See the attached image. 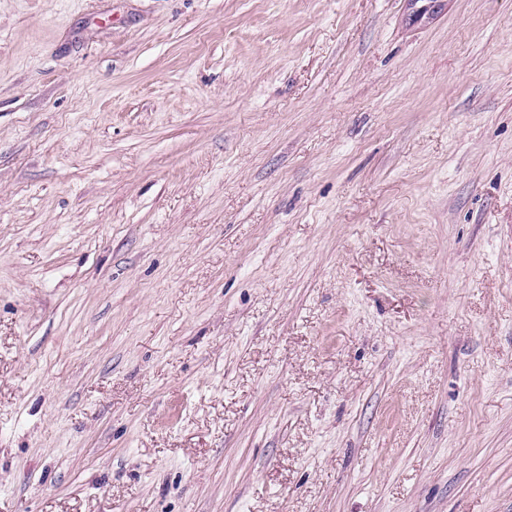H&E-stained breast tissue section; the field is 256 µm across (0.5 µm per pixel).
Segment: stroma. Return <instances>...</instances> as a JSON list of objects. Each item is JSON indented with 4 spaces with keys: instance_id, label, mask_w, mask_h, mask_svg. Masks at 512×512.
Here are the masks:
<instances>
[{
    "instance_id": "stroma-1",
    "label": "stroma",
    "mask_w": 512,
    "mask_h": 512,
    "mask_svg": "<svg viewBox=\"0 0 512 512\" xmlns=\"http://www.w3.org/2000/svg\"><path fill=\"white\" fill-rule=\"evenodd\" d=\"M0 0V512H512V0Z\"/></svg>"
}]
</instances>
